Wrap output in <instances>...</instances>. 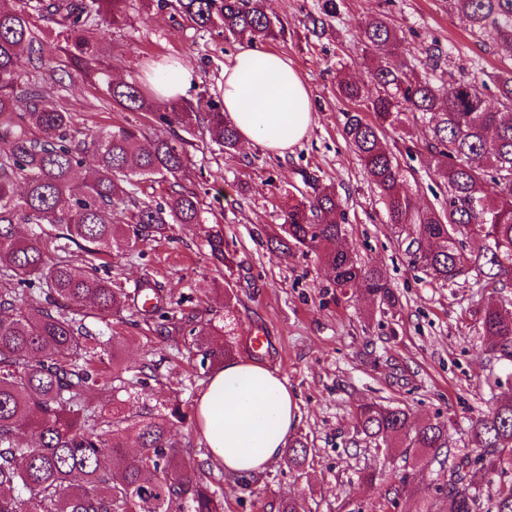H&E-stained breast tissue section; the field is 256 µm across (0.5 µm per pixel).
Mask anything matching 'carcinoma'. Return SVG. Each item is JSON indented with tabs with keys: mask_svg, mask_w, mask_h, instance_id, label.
Instances as JSON below:
<instances>
[{
	"mask_svg": "<svg viewBox=\"0 0 512 512\" xmlns=\"http://www.w3.org/2000/svg\"><path fill=\"white\" fill-rule=\"evenodd\" d=\"M126 0H26L23 7H0V278L15 279L19 294L0 293V512H224L222 479L206 459L172 441V429L185 420L175 407L166 414H145L139 421V448L125 449L119 411L107 419L91 405L96 389L121 392L132 383L147 385L139 370L124 377L117 356L97 355L81 340L89 317L114 316L128 301L123 289L99 274L94 261L112 247L135 245L171 224H204L205 208L193 191L173 189L158 200L138 198L142 180H178L187 163L185 145L195 129L231 153L239 139L213 102L201 113L177 99L161 101L137 82H115L105 61V32L119 23ZM470 27L492 26L500 44L512 49V0H457ZM175 10L193 28L215 31L224 39L245 34L264 42L275 36L266 0H177ZM338 0H318L310 16L322 28L336 16ZM55 26L56 50L66 56L69 78L100 86L112 104L146 112L169 136L149 137L136 125L115 126L86 142L76 138L71 116L43 105L37 80L18 82L17 60L27 53L36 73L55 72L52 51L37 25ZM364 51L377 57L368 68L369 83L338 82L339 95L364 102L372 117L357 110L342 113V137L358 157L386 208L388 223L406 232L413 263L442 284L471 272L497 301L474 312L486 351L512 374V72L497 75L500 108L486 105V80L462 78L442 91L443 49L432 42L422 49L427 70L420 74L405 57L403 37L381 14L362 26ZM376 93L369 94V87ZM429 117L422 151L448 193L442 210H424L403 187V170L382 142L386 127L407 114ZM94 167L79 195L71 182L82 173L85 155ZM283 211L279 232L271 237L283 256L313 253L331 271L334 287L362 292L394 307L397 296L379 270L359 262L343 245L347 212L331 187ZM24 189L18 190V183ZM126 210V222L112 214ZM482 242L464 249L459 237ZM211 257L230 263L221 231H208ZM59 252L46 262L48 246ZM81 254H73L71 247ZM167 298L142 307L144 322L170 320ZM192 336L200 366L232 357L234 347L217 344L215 328L197 314L180 318ZM112 357L110 375L99 367ZM476 455L457 457L448 481L434 488L423 512H512V397L498 399L471 421ZM355 433L382 444L388 457L414 459L444 467L451 453L448 428L441 421L411 427L398 406L366 403L357 409ZM309 456L301 437L288 443V464L299 470ZM497 474L498 483L489 478ZM409 485L404 473L384 493L398 507Z\"/></svg>",
	"mask_w": 512,
	"mask_h": 512,
	"instance_id": "cac0c4a2",
	"label": "carcinoma"
}]
</instances>
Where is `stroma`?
<instances>
[{
	"instance_id": "obj_1",
	"label": "stroma",
	"mask_w": 512,
	"mask_h": 512,
	"mask_svg": "<svg viewBox=\"0 0 512 512\" xmlns=\"http://www.w3.org/2000/svg\"><path fill=\"white\" fill-rule=\"evenodd\" d=\"M317 0H269V12L283 25L265 49L288 55L312 92L315 122L296 146L277 155L259 145L225 153L207 132H196L180 184L205 203L207 224H176L112 259L111 275L126 291L143 281L171 297L183 311L196 310L213 325L225 327L223 339L239 360L258 362L286 379L297 404L295 435L305 436L310 453L304 469L286 461L256 473L248 490L224 479V512H272L283 499L297 500L305 512H374L396 469L377 454L373 443L354 442L358 405L374 400L406 407L411 421L440 420L448 426L453 454L472 448L470 420L487 410L496 395L486 384L502 367L485 350L473 312L495 300L491 289L467 276L449 284L435 282L411 262L397 228L367 181L357 156L341 136L344 112L355 105L342 98L337 77L365 81L367 69L361 26L387 13L406 34V57L438 41L446 53V82L475 74L512 71V53L492 29H471L456 0H342L339 15L324 34L313 33L307 15ZM108 63L124 81H141L151 60L164 56L190 62L198 79L184 99L208 111L220 99L224 68L239 42L199 32L149 0H128L126 18L106 36ZM45 104L69 112L80 138L133 124L156 135L151 117L114 107L100 88L69 83L48 90ZM427 126L405 119L387 129L385 144L404 171L403 187L418 204L442 203L426 155L418 148ZM318 185L333 186L348 216L345 244L357 259L375 266L399 297L396 307L379 305L362 294L333 288L329 273L312 254L282 258L267 240L282 221L288 203L299 199L303 174ZM223 229L233 255L232 267L214 263L206 242L207 226ZM235 297L225 302L224 289ZM100 340H111L121 363L138 373L153 365L148 385L94 396L103 415L113 402L126 412H164L180 405L194 414L208 383L191 338L179 322L165 330L112 316L88 318ZM263 329L267 350H252L249 338ZM376 472L375 483L361 482V471Z\"/></svg>"
}]
</instances>
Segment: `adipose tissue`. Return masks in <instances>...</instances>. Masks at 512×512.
I'll return each instance as SVG.
<instances>
[{
    "mask_svg": "<svg viewBox=\"0 0 512 512\" xmlns=\"http://www.w3.org/2000/svg\"><path fill=\"white\" fill-rule=\"evenodd\" d=\"M197 79L180 58L154 60L144 80L158 98L181 96ZM224 116L241 144L284 154L314 122L311 92L288 56L240 45L224 68ZM198 432L226 473H256L284 454L297 405L286 380L259 363L230 360L210 377L196 406Z\"/></svg>",
    "mask_w": 512,
    "mask_h": 512,
    "instance_id": "ef3b65f1",
    "label": "adipose tissue"
}]
</instances>
